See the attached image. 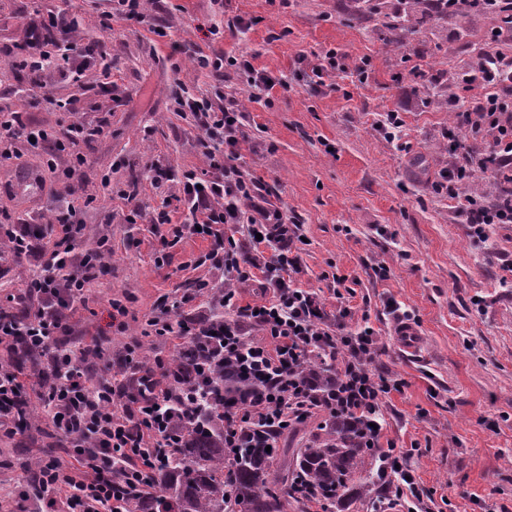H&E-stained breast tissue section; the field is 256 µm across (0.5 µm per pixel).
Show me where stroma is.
I'll return each instance as SVG.
<instances>
[{"label": "stroma", "instance_id": "1", "mask_svg": "<svg viewBox=\"0 0 512 512\" xmlns=\"http://www.w3.org/2000/svg\"><path fill=\"white\" fill-rule=\"evenodd\" d=\"M377 7L373 15L356 0H152L145 20L104 31L99 19L111 0H0V108L58 130L74 121L106 123L102 135L79 144L87 164L78 179L65 185L47 175L33 197L0 190V218L46 221L59 199L91 200L76 249L104 238L112 257L74 313L76 333L96 337L105 364L119 363L130 348L173 355L174 343L145 333L161 297H188L192 309L207 305L194 280L219 283L223 275L193 265L207 241L185 238L164 249L150 224L127 223L116 190L138 179L139 201L150 212L162 202L147 177L151 160L181 171L203 167L199 129L170 110L173 80L197 95L222 91L247 111L241 164L303 226L298 286L330 308L348 307L349 328L369 320L380 338L373 368L405 381L383 400L382 438L410 453L430 493L428 512H512V224L488 225L476 237L448 193L433 187L448 161L450 103L472 97L454 77L486 46L497 18L452 17L406 34L394 50L383 19L407 5L378 0ZM50 10L79 18L81 42L106 41L117 92L81 87L52 70L43 76L45 90H32L26 73L10 71L23 20ZM236 15L251 27L210 34ZM157 27L166 37L154 35ZM173 41L210 56L251 55L257 70L281 80L273 107L251 102L233 67L220 80L194 72L187 57L171 54ZM420 46L427 54H417ZM332 48L349 67H365V79L331 75L310 89L305 73ZM73 98L80 111L61 109ZM394 109L404 120L403 151L374 129L379 114ZM381 264L390 269L384 280L375 274ZM31 272L30 259L0 256V308L23 314L33 307ZM336 274L349 289L340 300ZM115 299L128 309L122 332L112 325ZM390 300L417 320L416 356H406L394 336ZM63 453L48 428L1 438L0 486L24 492L33 477L26 462Z\"/></svg>", "mask_w": 512, "mask_h": 512}]
</instances>
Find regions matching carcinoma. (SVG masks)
<instances>
[{
	"label": "carcinoma",
	"instance_id": "carcinoma-1",
	"mask_svg": "<svg viewBox=\"0 0 512 512\" xmlns=\"http://www.w3.org/2000/svg\"><path fill=\"white\" fill-rule=\"evenodd\" d=\"M448 17V6L437 3L431 10L422 7L397 15L387 26L414 33ZM202 351V339L196 336L172 360L184 365ZM303 369L323 388L334 380L321 358L305 362ZM228 389L242 402L254 393L251 383L224 373L206 407L192 410L197 426L183 432L163 468L142 482L141 494L117 500V507L124 512H287L288 503L294 502L332 512L355 486L365 496L373 492L363 427L345 414H327L304 447L292 449L289 462L283 460L285 449L277 447L238 448L225 457L224 435L211 424V409Z\"/></svg>",
	"mask_w": 512,
	"mask_h": 512
}]
</instances>
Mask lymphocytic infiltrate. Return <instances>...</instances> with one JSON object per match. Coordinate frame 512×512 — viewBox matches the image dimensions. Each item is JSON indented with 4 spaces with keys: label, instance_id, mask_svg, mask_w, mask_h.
I'll use <instances>...</instances> for the list:
<instances>
[{
    "label": "lymphocytic infiltrate",
    "instance_id": "1",
    "mask_svg": "<svg viewBox=\"0 0 512 512\" xmlns=\"http://www.w3.org/2000/svg\"><path fill=\"white\" fill-rule=\"evenodd\" d=\"M77 26L63 13L30 20L21 67L35 76L53 67L76 81L96 68L98 85L113 90L104 43H81ZM511 40V30H496L472 61L468 78L481 92L455 114L456 129L490 135V144L478 153H449L440 173L445 188L473 182L480 172L492 173L493 203H485L484 193L477 191L457 199V211L477 235L490 224H512V54L499 48ZM193 62L215 72L234 67L253 100L272 104L269 76L254 67L250 56L199 55ZM173 109L196 121L204 167L181 173L159 161L150 165L157 190L175 180L181 185L171 209L163 207L147 216L136 190L122 188L118 194L129 209L128 223L145 217L157 229L174 224L176 238L197 235L208 240L209 248L197 263L224 275L212 291L209 309L189 312L176 300L147 321L155 335L172 340L205 337V351L189 371L158 355L143 356L130 375L118 378L107 372L96 378L89 364L100 354L97 342L75 351L58 346V337L73 331L75 302L83 300L111 253L103 241L81 253L75 250L87 202L67 201L55 217L56 235L49 246L43 243L39 224H0V254L8 251L33 259L27 291L38 300L37 307L21 317L0 309V342L12 340L17 348L45 360L46 370L37 376L41 418L65 437L72 456L68 462L57 457L36 462V478L48 495L43 512H112L117 498L137 495L143 473L164 461L176 445L178 430L190 426L193 405L228 366L255 384L257 397L246 403L229 398L216 410L225 450L272 445L287 426L318 409L343 413L366 424L365 445L374 451L384 501L403 505L406 512H426L423 494L411 478L409 455L380 444V403L400 391L404 382L372 369L379 348L372 326L348 330L350 309L328 310L315 292L297 286L303 227L272 203L241 165V149L249 139L243 108L232 100L220 106L206 96L178 93ZM103 132V125L82 121L57 133L0 119V166L20 159L21 145L28 141L57 156ZM247 290L257 300L240 304L239 295ZM324 354L336 375L327 392L302 371L304 361ZM23 389L17 369L0 364L1 435L17 434L23 424Z\"/></svg>",
    "mask_w": 512,
    "mask_h": 512
}]
</instances>
